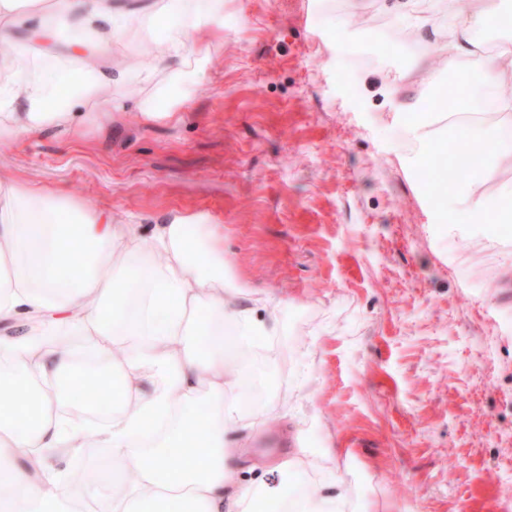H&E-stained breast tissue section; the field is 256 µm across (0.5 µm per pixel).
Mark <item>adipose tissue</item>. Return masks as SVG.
Returning a JSON list of instances; mask_svg holds the SVG:
<instances>
[{
    "label": "adipose tissue",
    "mask_w": 512,
    "mask_h": 512,
    "mask_svg": "<svg viewBox=\"0 0 512 512\" xmlns=\"http://www.w3.org/2000/svg\"><path fill=\"white\" fill-rule=\"evenodd\" d=\"M224 13V0H163L149 10L132 0H50L24 12L17 0H0V143L45 131L79 135L84 106L112 85L111 71L85 83L72 70L62 93L49 91L24 65L68 18L75 36L67 58L109 59L115 46L139 29L170 16L159 56L168 84L137 105L146 124L173 122L187 104L190 63L209 49L195 34ZM495 0L457 14L448 63L471 57L456 78L465 93L455 109L477 112L470 88L512 84V48L481 52L477 29L499 26ZM433 116L420 103H402L394 125L420 144L428 165L438 143ZM461 148L481 145L478 170L458 190L485 219L495 204L480 185L512 147L494 122L449 129ZM237 288L224 275V236L204 212H178L151 236L111 212L88 209L66 191L0 180V319H21L12 336H0V512H263L262 485L238 478L243 446L228 447L229 433L264 420L266 408L247 399L249 357H268L267 339L278 331L281 300H269V318L256 320L237 307ZM109 393L102 421L76 420L64 406L72 386ZM108 449L112 494H69L64 473H39L50 455L83 447ZM181 451L170 467L165 449ZM29 468L18 466V459Z\"/></svg>",
    "instance_id": "obj_1"
}]
</instances>
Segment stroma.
<instances>
[{"mask_svg":"<svg viewBox=\"0 0 512 512\" xmlns=\"http://www.w3.org/2000/svg\"><path fill=\"white\" fill-rule=\"evenodd\" d=\"M482 2L224 0L223 27L196 34L211 53L180 122L130 111L77 139L0 144V177L63 188L146 235L210 213L239 304L260 320L266 298L287 300L250 391L277 409L236 435L239 477L269 501L330 497L339 478V512H512V223H435L443 175L421 181L390 122L399 88L447 80V57L415 63L449 38V10ZM164 38L117 47L125 80L89 111L149 96L139 73ZM295 448L309 463L279 469Z\"/></svg>","mask_w":512,"mask_h":512,"instance_id":"stroma-1","label":"stroma"}]
</instances>
